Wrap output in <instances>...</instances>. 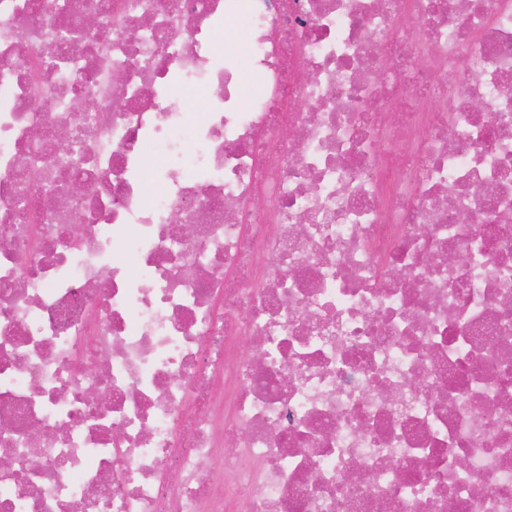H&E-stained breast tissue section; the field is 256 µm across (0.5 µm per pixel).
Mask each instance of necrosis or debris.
I'll return each mask as SVG.
<instances>
[{
    "instance_id": "necrosis-or-debris-1",
    "label": "necrosis or debris",
    "mask_w": 512,
    "mask_h": 512,
    "mask_svg": "<svg viewBox=\"0 0 512 512\" xmlns=\"http://www.w3.org/2000/svg\"><path fill=\"white\" fill-rule=\"evenodd\" d=\"M0 512H512V0H0Z\"/></svg>"
}]
</instances>
